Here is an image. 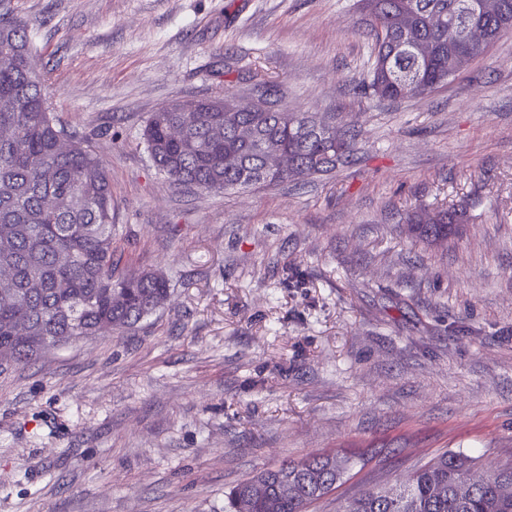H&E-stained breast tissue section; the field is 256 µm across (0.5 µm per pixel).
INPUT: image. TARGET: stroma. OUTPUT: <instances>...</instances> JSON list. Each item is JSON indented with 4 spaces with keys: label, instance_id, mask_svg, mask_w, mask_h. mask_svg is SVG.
I'll use <instances>...</instances> for the list:
<instances>
[{
    "label": "stroma",
    "instance_id": "35a3bbf8",
    "mask_svg": "<svg viewBox=\"0 0 512 512\" xmlns=\"http://www.w3.org/2000/svg\"><path fill=\"white\" fill-rule=\"evenodd\" d=\"M56 119L89 136L117 274L163 272L129 329L0 366V512H224L256 473L374 451L308 512L446 452L512 463V32L444 87L363 90L355 0H0ZM261 100L354 139L329 175L172 185L142 139L177 99ZM465 206L443 245L406 212Z\"/></svg>",
    "mask_w": 512,
    "mask_h": 512
}]
</instances>
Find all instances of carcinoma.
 Segmentation results:
<instances>
[{"label": "carcinoma", "instance_id": "1", "mask_svg": "<svg viewBox=\"0 0 512 512\" xmlns=\"http://www.w3.org/2000/svg\"><path fill=\"white\" fill-rule=\"evenodd\" d=\"M463 0H358L375 43L365 89L380 100L422 96L448 84L459 72L455 49L463 30L432 24V17L455 13ZM485 19L496 42L512 29V0ZM413 28L428 53L408 42ZM28 27L0 16V99L15 109L0 111V264L12 279L0 283V356L29 359L45 343L21 344L9 324L26 320L34 335L53 345L93 336L104 324L132 327L162 307L167 281L158 273L115 275L112 261V186L87 136L59 124L50 112L41 82L29 68ZM188 105L192 111H183ZM248 129L244 139L239 130ZM70 140L58 151L60 137ZM148 153L176 186L202 190L247 189L331 172L353 152L352 139L305 112H278L264 104L255 112H226L212 100H175L150 114L143 131ZM271 150L292 156L296 170L270 178L264 157ZM467 221L464 208H437L407 218L430 242L454 234ZM66 254L70 261L59 262ZM358 455L319 454L286 461L224 493V512H307L343 484ZM476 460L445 453L418 468L382 495L363 490L337 512H512V497L499 486L512 483V464L486 471L463 495L457 487Z\"/></svg>", "mask_w": 512, "mask_h": 512}]
</instances>
